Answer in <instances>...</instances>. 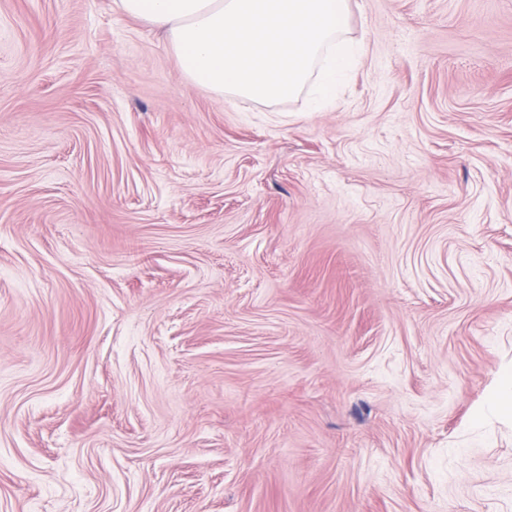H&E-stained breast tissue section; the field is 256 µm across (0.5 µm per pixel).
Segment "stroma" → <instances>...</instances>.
Instances as JSON below:
<instances>
[{
    "mask_svg": "<svg viewBox=\"0 0 512 512\" xmlns=\"http://www.w3.org/2000/svg\"><path fill=\"white\" fill-rule=\"evenodd\" d=\"M337 105L0 0V512H512V0H349Z\"/></svg>",
    "mask_w": 512,
    "mask_h": 512,
    "instance_id": "35a3bbf8",
    "label": "stroma"
}]
</instances>
